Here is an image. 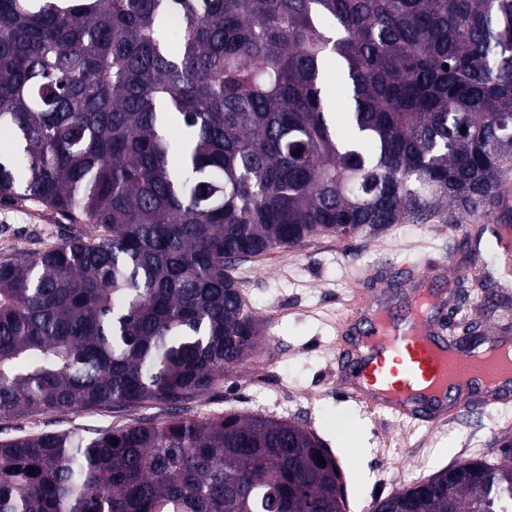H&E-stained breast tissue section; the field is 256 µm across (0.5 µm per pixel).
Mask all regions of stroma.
<instances>
[{
	"instance_id": "obj_1",
	"label": "stroma",
	"mask_w": 512,
	"mask_h": 512,
	"mask_svg": "<svg viewBox=\"0 0 512 512\" xmlns=\"http://www.w3.org/2000/svg\"><path fill=\"white\" fill-rule=\"evenodd\" d=\"M485 212L458 215L448 223L436 214L420 223L394 224L377 233L351 238L313 237L302 246L276 249L239 263L232 271L259 317L266 348L229 369L223 381L188 401L189 415L235 413L296 422L312 430L334 454L342 474L346 512H361L377 495H389L422 475L454 463L459 449L489 454L496 437L512 430V402L496 405L479 418L412 429L351 400L327 399L324 388L336 368V323L355 289H389L403 306L405 289L391 287L386 264H415L448 256L453 268L473 273L466 239L489 225ZM70 231L65 219L29 203L0 204V258L34 252L61 241ZM441 317L445 336L458 324L479 321L491 340L512 342V328L490 317L476 300L461 301L450 288ZM352 417L359 429L360 452L351 457L334 425ZM162 404L136 410H83L25 418H0V440L43 432H94L137 421L161 420Z\"/></svg>"
}]
</instances>
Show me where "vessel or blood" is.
<instances>
[{
    "instance_id": "obj_1",
    "label": "vessel or blood",
    "mask_w": 512,
    "mask_h": 512,
    "mask_svg": "<svg viewBox=\"0 0 512 512\" xmlns=\"http://www.w3.org/2000/svg\"><path fill=\"white\" fill-rule=\"evenodd\" d=\"M447 269L441 257L414 271L403 317L394 315L385 290L354 293L338 329L355 325L359 332L344 350L326 394L341 392L367 410L429 426L499 403L505 388L487 384L476 368L480 351L459 350L443 334L438 316Z\"/></svg>"
}]
</instances>
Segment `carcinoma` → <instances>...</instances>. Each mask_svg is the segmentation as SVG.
<instances>
[{"mask_svg": "<svg viewBox=\"0 0 512 512\" xmlns=\"http://www.w3.org/2000/svg\"><path fill=\"white\" fill-rule=\"evenodd\" d=\"M511 160L512 0H0V203L79 225L0 260V417L169 410L0 441V512H343L314 432L183 414L262 343L229 268L488 210ZM506 277L460 287L512 322ZM491 454L373 512H512Z\"/></svg>", "mask_w": 512, "mask_h": 512, "instance_id": "1", "label": "carcinoma"}]
</instances>
